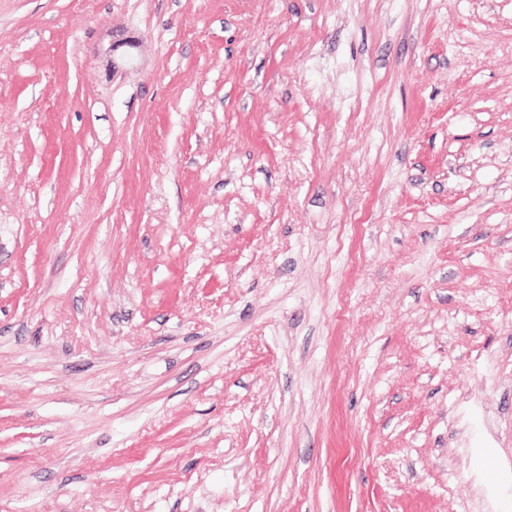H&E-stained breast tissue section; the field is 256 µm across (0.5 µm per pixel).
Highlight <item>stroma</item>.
I'll return each mask as SVG.
<instances>
[{"label": "stroma", "instance_id": "obj_1", "mask_svg": "<svg viewBox=\"0 0 512 512\" xmlns=\"http://www.w3.org/2000/svg\"><path fill=\"white\" fill-rule=\"evenodd\" d=\"M0 512H512V0H0Z\"/></svg>", "mask_w": 512, "mask_h": 512}]
</instances>
